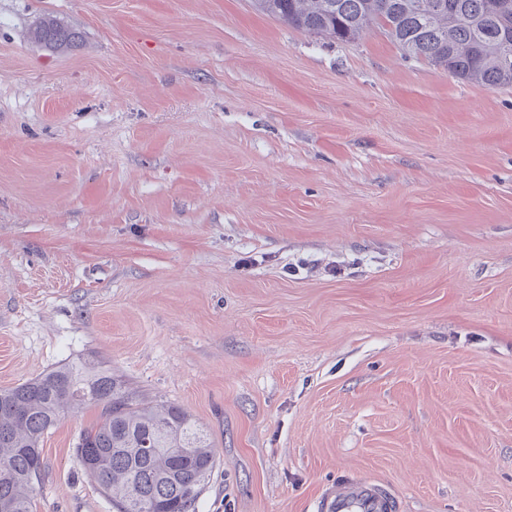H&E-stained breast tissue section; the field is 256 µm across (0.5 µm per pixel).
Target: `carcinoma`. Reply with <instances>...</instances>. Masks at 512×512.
<instances>
[{
    "instance_id": "cac0c4a2",
    "label": "carcinoma",
    "mask_w": 512,
    "mask_h": 512,
    "mask_svg": "<svg viewBox=\"0 0 512 512\" xmlns=\"http://www.w3.org/2000/svg\"><path fill=\"white\" fill-rule=\"evenodd\" d=\"M253 0L256 11L306 33L353 42L380 30L404 55L449 64L455 77L511 85L499 54L512 37V0ZM62 50L80 31L47 27ZM93 404L97 420L81 431V463L98 462L94 481L116 512H192L215 465V450L192 416L174 404L138 398L93 358L61 364L0 390V512H33L43 467L41 442L68 412Z\"/></svg>"
}]
</instances>
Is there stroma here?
I'll return each mask as SVG.
<instances>
[{
    "mask_svg": "<svg viewBox=\"0 0 512 512\" xmlns=\"http://www.w3.org/2000/svg\"><path fill=\"white\" fill-rule=\"evenodd\" d=\"M89 356L207 432L195 512H512V85L251 0H0V389ZM99 413L35 512H113ZM48 35L53 39L52 44L59 50L75 48L82 42L83 35L77 29L68 26H48ZM396 497L382 484L367 478H356L336 485L318 501V512H397Z\"/></svg>",
    "mask_w": 512,
    "mask_h": 512,
    "instance_id": "1",
    "label": "stroma"
}]
</instances>
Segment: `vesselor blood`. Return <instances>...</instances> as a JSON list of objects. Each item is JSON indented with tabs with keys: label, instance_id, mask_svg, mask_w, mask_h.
<instances>
[{
	"label": "vessel or blood",
	"instance_id": "vessel-or-blood-1",
	"mask_svg": "<svg viewBox=\"0 0 512 512\" xmlns=\"http://www.w3.org/2000/svg\"><path fill=\"white\" fill-rule=\"evenodd\" d=\"M396 497L382 484L357 478L326 492L317 504L318 512H397Z\"/></svg>",
	"mask_w": 512,
	"mask_h": 512
}]
</instances>
